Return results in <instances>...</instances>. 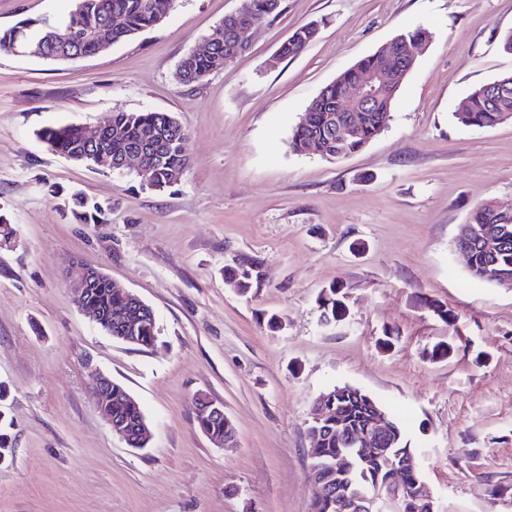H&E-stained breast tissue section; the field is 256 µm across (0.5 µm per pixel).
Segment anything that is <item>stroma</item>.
Instances as JSON below:
<instances>
[{
	"instance_id": "stroma-1",
	"label": "stroma",
	"mask_w": 512,
	"mask_h": 512,
	"mask_svg": "<svg viewBox=\"0 0 512 512\" xmlns=\"http://www.w3.org/2000/svg\"><path fill=\"white\" fill-rule=\"evenodd\" d=\"M239 5L175 0L159 26L65 63L0 50V222L14 230L0 246V512H309L305 422L343 385L402 422L440 512H512V286L474 279L455 248L482 202L512 205V121L454 117L512 72L499 47L512 0H282L237 59L177 85L180 59ZM70 8L0 0V28ZM313 21L306 49L277 58ZM419 26L432 39L381 134L338 163L290 150L322 88ZM116 111L170 112L189 131L176 186L76 165L37 136ZM75 192L109 206L107 223L75 219ZM253 256L261 283L243 297L224 267ZM72 257L152 307L154 346L76 307ZM332 284L345 312L328 323L317 299ZM441 342L452 355L431 359ZM95 369L139 402L146 448L101 418ZM201 395L231 421L224 447L197 426Z\"/></svg>"
}]
</instances>
